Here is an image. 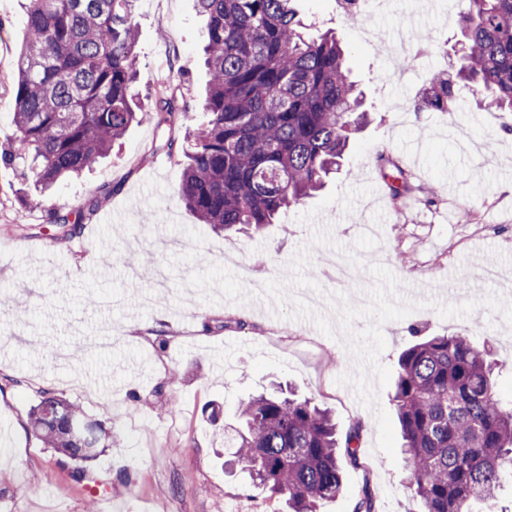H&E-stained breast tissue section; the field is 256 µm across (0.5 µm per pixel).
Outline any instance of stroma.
Wrapping results in <instances>:
<instances>
[{
	"mask_svg": "<svg viewBox=\"0 0 512 512\" xmlns=\"http://www.w3.org/2000/svg\"><path fill=\"white\" fill-rule=\"evenodd\" d=\"M463 7L385 0L355 27L336 0H297L309 34L341 39L371 119L320 193L261 232L224 234L176 193L182 149L205 119V22L195 0H136L137 102L153 107L171 85L186 116L171 130L132 126L93 171L58 186L63 210L111 193L74 239L57 240L48 211L25 205L29 185L0 167V512H286L224 469L223 425L274 381L331 410L338 441L364 425L360 466L344 467L343 492L319 512H354L366 484L376 512H411L392 401L411 331L471 334L505 363L496 388L512 401V309L501 306L512 298V112L467 90L452 111L414 109L431 73L455 61ZM402 32L423 48L397 74ZM24 36L19 0H0V146L13 141ZM382 152L437 195L393 203ZM45 387L119 426L85 479L28 427Z\"/></svg>",
	"mask_w": 512,
	"mask_h": 512,
	"instance_id": "obj_1",
	"label": "stroma"
}]
</instances>
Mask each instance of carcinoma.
Wrapping results in <instances>:
<instances>
[{
  "label": "carcinoma",
  "mask_w": 512,
  "mask_h": 512,
  "mask_svg": "<svg viewBox=\"0 0 512 512\" xmlns=\"http://www.w3.org/2000/svg\"><path fill=\"white\" fill-rule=\"evenodd\" d=\"M136 0H25L26 36L17 59L16 146L0 163L32 175L43 206L58 183L95 167L133 123L172 128L186 112L172 88L150 110L133 108L139 77ZM293 0H197L207 18L203 47L209 73L177 195L216 232L239 225L260 231L318 192L343 159L350 135L367 120L335 32H303ZM463 38L452 71H436L415 111L447 110L458 88L512 112V0H467ZM381 178L399 198L414 190L392 159L377 158ZM50 211L62 238L82 235L108 198ZM494 365L466 333L421 337L398 359L393 401L406 456L414 512H506L499 495L512 473V403L502 402ZM240 426L224 447V465L241 466L255 488L287 505L316 512L336 498L343 466H359L363 423L339 451L336 422L309 398L275 391L240 407ZM79 423L96 453L112 447L117 425L91 422L75 403L42 391L28 412L31 432L59 456H94L71 430Z\"/></svg>",
  "instance_id": "obj_1"
}]
</instances>
